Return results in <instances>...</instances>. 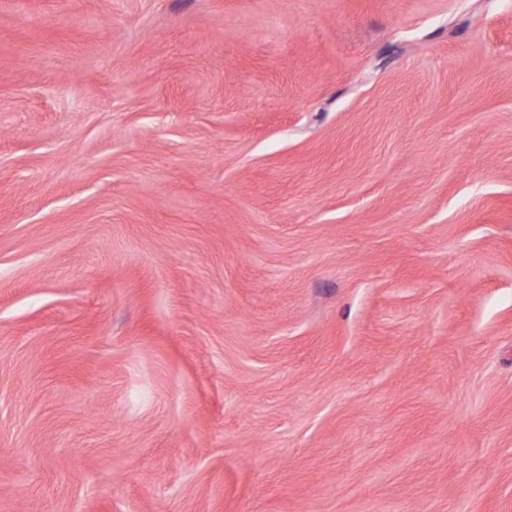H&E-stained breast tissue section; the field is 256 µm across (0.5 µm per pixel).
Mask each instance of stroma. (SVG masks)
I'll return each instance as SVG.
<instances>
[{
	"label": "stroma",
	"instance_id": "35a3bbf8",
	"mask_svg": "<svg viewBox=\"0 0 512 512\" xmlns=\"http://www.w3.org/2000/svg\"><path fill=\"white\" fill-rule=\"evenodd\" d=\"M0 512H512V0H0Z\"/></svg>",
	"mask_w": 512,
	"mask_h": 512
}]
</instances>
